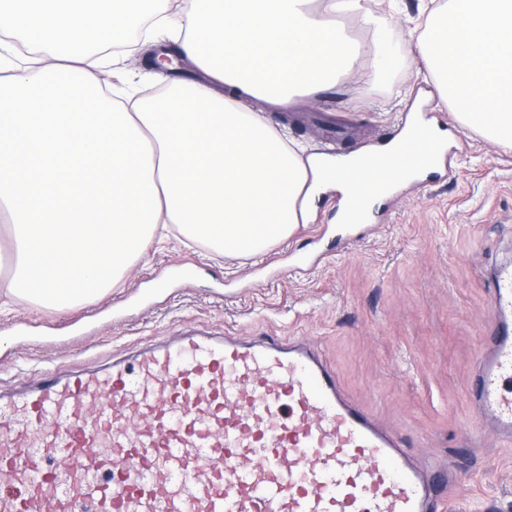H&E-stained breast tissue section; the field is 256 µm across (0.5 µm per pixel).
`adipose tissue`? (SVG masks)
I'll return each mask as SVG.
<instances>
[{
    "label": "adipose tissue",
    "instance_id": "ef3b65f1",
    "mask_svg": "<svg viewBox=\"0 0 512 512\" xmlns=\"http://www.w3.org/2000/svg\"><path fill=\"white\" fill-rule=\"evenodd\" d=\"M357 18L373 35L356 42ZM387 18L368 0H0V34L28 37L37 72L0 67V216L9 225V292L47 304L84 297L104 267L119 273L177 225L194 242L252 255L307 223L331 158L308 152L273 119L299 98L389 62ZM172 44L196 78L148 69L163 89L143 99L117 78L114 47ZM264 99L267 111L246 102ZM49 256L28 286L34 248Z\"/></svg>",
    "mask_w": 512,
    "mask_h": 512
}]
</instances>
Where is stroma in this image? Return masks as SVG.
<instances>
[{
	"mask_svg": "<svg viewBox=\"0 0 512 512\" xmlns=\"http://www.w3.org/2000/svg\"><path fill=\"white\" fill-rule=\"evenodd\" d=\"M386 28L393 60L365 85L342 77L278 119L289 137L340 152L381 145L411 110L448 131V164L400 182L368 221H338L324 187L309 223L251 257L203 243L147 245L86 302L55 309L26 298L0 317V394L28 390L39 371L111 364L188 326L307 343L344 396L402 440L419 462L462 473L451 512H512V442L480 424L469 383L490 324V272L512 260V150L464 128L422 65L415 18Z\"/></svg>",
	"mask_w": 512,
	"mask_h": 512,
	"instance_id": "1",
	"label": "stroma"
}]
</instances>
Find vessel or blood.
<instances>
[{"instance_id":"vessel-or-blood-1","label":"vessel or blood","mask_w":512,"mask_h":512,"mask_svg":"<svg viewBox=\"0 0 512 512\" xmlns=\"http://www.w3.org/2000/svg\"><path fill=\"white\" fill-rule=\"evenodd\" d=\"M447 149L418 121L328 177L352 211ZM471 400L512 439V271L497 276ZM455 466L416 464L307 345L186 330L104 372L0 398V512H448Z\"/></svg>"}]
</instances>
